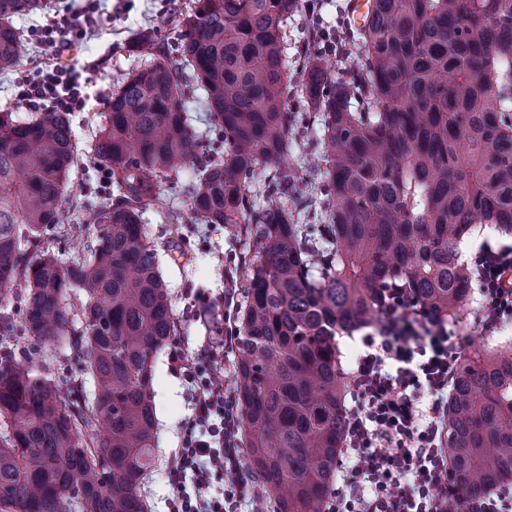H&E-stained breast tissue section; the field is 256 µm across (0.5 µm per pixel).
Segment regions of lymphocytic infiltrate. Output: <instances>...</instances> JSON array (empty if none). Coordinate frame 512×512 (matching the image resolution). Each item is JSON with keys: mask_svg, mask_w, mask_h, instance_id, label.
Wrapping results in <instances>:
<instances>
[{"mask_svg": "<svg viewBox=\"0 0 512 512\" xmlns=\"http://www.w3.org/2000/svg\"><path fill=\"white\" fill-rule=\"evenodd\" d=\"M69 64L21 77L18 96L34 110L78 112L91 80ZM512 246L482 244L472 271L480 284L478 321L484 333L512 323ZM224 342L205 341L194 354L174 352L173 372L193 392L192 413L167 476L176 493L171 512H239L248 481L238 455L239 412L217 378ZM461 346L451 331L413 303L409 289L382 291L374 333L362 339L351 368L352 405L345 424L342 483L335 512H512V499L488 491L461 499L442 447L448 380Z\"/></svg>", "mask_w": 512, "mask_h": 512, "instance_id": "obj_1", "label": "lymphocytic infiltrate"}]
</instances>
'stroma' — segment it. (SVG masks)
Listing matches in <instances>:
<instances>
[{
  "instance_id": "obj_1",
  "label": "stroma",
  "mask_w": 512,
  "mask_h": 512,
  "mask_svg": "<svg viewBox=\"0 0 512 512\" xmlns=\"http://www.w3.org/2000/svg\"><path fill=\"white\" fill-rule=\"evenodd\" d=\"M187 0H98V9L84 36L66 37L56 61L63 65L73 59L90 61L97 65L93 75V92L100 101H89L83 111L74 113V130L80 158L91 153V144L104 120V100L111 96L121 78L138 67L140 57L132 42L143 32H151L165 44H174L178 33L170 23L173 15L183 10ZM317 3L320 22L328 32L336 30V16L341 0H301L302 6L288 23V54L297 56L296 36L309 25L307 7ZM85 0H45L42 10L18 15L14 24L23 36V50L15 68L0 71V108L14 106L20 119H30L32 109L17 96V78L21 72L48 66V58L41 52L36 33L45 24L48 15L68 5L83 6ZM143 223L149 242L158 253L159 270L167 284L172 300L178 331L167 348L153 357V391L158 434V461L155 470L141 487L140 493L149 504V512H168L173 495L165 470L170 453L179 447L183 421L191 408V395L186 382L171 373L168 358L171 350L194 351L203 340L219 338L224 334L225 307L221 301L234 281L227 254L228 231L224 226L193 224L189 220L173 223L164 212L145 213ZM202 291L209 298L206 311L189 304L188 298ZM479 297L471 295L465 310L454 323L463 348L493 347L512 342V329L490 336L482 332L478 322ZM13 356L33 368H46L60 390H67L77 372L63 356L60 344L48 343L33 349L29 341L18 343Z\"/></svg>"
}]
</instances>
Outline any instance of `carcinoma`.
<instances>
[{"instance_id":"1","label":"carcinoma","mask_w":512,"mask_h":512,"mask_svg":"<svg viewBox=\"0 0 512 512\" xmlns=\"http://www.w3.org/2000/svg\"><path fill=\"white\" fill-rule=\"evenodd\" d=\"M42 0H0V70L18 60L14 17ZM300 0H190L172 20L177 49L148 33L149 58L109 99L93 153L114 196L81 202L87 261L63 264L44 231L64 222L78 143L69 112L18 121L0 110V306L29 288L19 325L0 335L66 341L90 378L62 394L0 360V512H146L157 419L151 358L177 322L142 216L205 133L188 92L213 116L224 154L189 183L196 224L249 241L235 285V400L249 469L273 512H324L343 447L346 376L336 336L375 320L396 282L436 315L472 293L458 246L474 225L512 234V0H369L341 34L359 46L336 72L308 56L303 92L324 169L315 242L288 199L299 186L288 98V19ZM272 172L266 200L249 194ZM80 292L79 314L65 303ZM81 329H76L75 321ZM445 449L464 493L512 482V346L462 353L451 376Z\"/></svg>"}]
</instances>
